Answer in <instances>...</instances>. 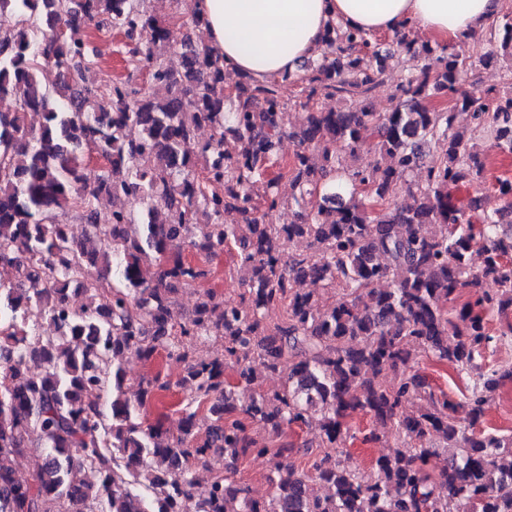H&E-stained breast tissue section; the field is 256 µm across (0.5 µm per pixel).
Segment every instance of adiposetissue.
<instances>
[{
  "instance_id": "ef3b65f1",
  "label": "adipose tissue",
  "mask_w": 512,
  "mask_h": 512,
  "mask_svg": "<svg viewBox=\"0 0 512 512\" xmlns=\"http://www.w3.org/2000/svg\"><path fill=\"white\" fill-rule=\"evenodd\" d=\"M206 44L234 76L259 84L314 58L331 26L393 33L405 25L441 39L482 31L502 0H193Z\"/></svg>"
}]
</instances>
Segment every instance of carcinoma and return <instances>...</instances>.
Returning <instances> with one entry per match:
<instances>
[{
  "mask_svg": "<svg viewBox=\"0 0 512 512\" xmlns=\"http://www.w3.org/2000/svg\"><path fill=\"white\" fill-rule=\"evenodd\" d=\"M144 3L0 0V96L16 101L0 112V263L18 270L0 283V458L47 449L24 483L0 466V512H41L49 498L61 512H512V436L482 428L512 366L477 364L492 339L488 314L506 319L500 336L512 338V180H497L500 205L490 211L481 196L455 197L485 179L469 129L492 130V148L512 157V87L460 95L469 63L452 44L434 46L411 27L381 38L334 25L301 73L240 81L232 95L223 57L188 34L204 20L193 10L159 20ZM92 28L132 45L133 72L105 87L85 77ZM396 52L406 73L391 107L377 112L369 97ZM169 53L180 67L167 64ZM479 61L512 67V12L488 26ZM47 68L57 76L51 88L41 80ZM285 82L300 88L306 109L289 134ZM231 97L237 109L226 112ZM322 97L362 106L326 111ZM29 112L42 114L40 127H28ZM201 126L212 130L204 144ZM286 134L298 142L285 165L296 194L283 199L273 179L258 202L253 183ZM364 148L389 163L350 164ZM430 148L439 158L414 183ZM93 151L107 161L97 172L86 161ZM398 183L407 185L406 206L391 199ZM103 195L137 196L144 211L114 206L102 217L95 201ZM284 206L296 208L294 221L270 223ZM73 215L88 225L83 244L68 233ZM298 240L309 251L287 252ZM175 242L200 250L199 261L170 252ZM475 248L477 270L467 264ZM224 250L243 272L240 301L207 292L193 315L176 317L174 295L205 278ZM143 256L156 262L150 279ZM89 261L115 271L119 284H108L109 297L101 283L85 286L86 304L71 310L67 285ZM303 281L319 288L305 292ZM330 290L342 291L332 308L323 304ZM31 304L59 321L56 334L27 322ZM272 311L280 321L270 325ZM213 337L224 358L196 356ZM160 351L183 363L180 384L195 393L176 434L140 421L171 382L147 378L132 399L120 365ZM420 356L469 375L462 397L417 373ZM31 361L43 369L16 379ZM285 363L282 389L237 400L236 390ZM383 373L396 383L385 385ZM354 414L374 420L369 439L397 440L370 480L344 451ZM315 421L317 447L336 454L316 458L310 476L289 460L294 443L282 437ZM217 448L224 475L196 493L195 469L213 468ZM268 454L278 461L260 501L233 475L238 462ZM437 456L445 464L431 473Z\"/></svg>",
  "mask_w": 512,
  "mask_h": 512,
  "instance_id": "obj_1",
  "label": "carcinoma"
}]
</instances>
